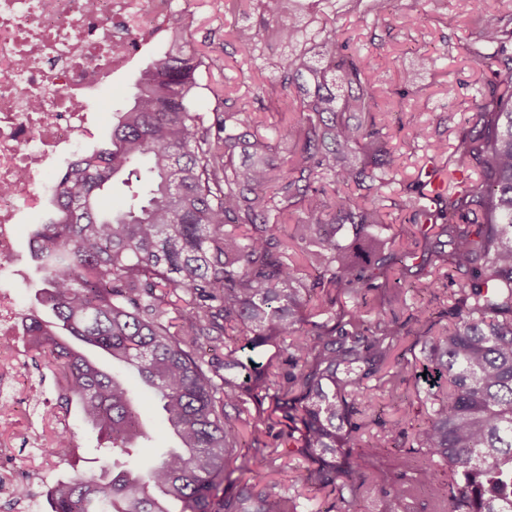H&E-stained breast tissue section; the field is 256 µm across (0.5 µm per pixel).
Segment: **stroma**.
<instances>
[{
	"instance_id": "obj_1",
	"label": "stroma",
	"mask_w": 512,
	"mask_h": 512,
	"mask_svg": "<svg viewBox=\"0 0 512 512\" xmlns=\"http://www.w3.org/2000/svg\"><path fill=\"white\" fill-rule=\"evenodd\" d=\"M225 0H186V8L194 15L190 42L201 54L213 59L212 79L224 85L229 105L245 106L255 112L261 123V135H270L282 121L292 120V112L282 109L280 93L271 85L270 69L257 65L238 49L232 35L238 15L227 11ZM425 15L422 26H410L397 4H390L381 19H361L348 13L338 26L349 38L352 49L371 52L380 78L376 99L377 116L385 121L389 146L398 158L399 179L410 181L429 167H442L444 160L433 148L439 141L454 143L458 130L477 111V89L490 74L474 62L463 48L479 33L477 19L492 13L512 19V0H474L468 13H458L453 0H422ZM434 58L435 63L418 69L419 57ZM416 71V83L404 87L402 75ZM135 76L107 78L98 97L92 102L104 126H112L117 111L125 107L134 91ZM26 379L17 385L16 395L27 401L28 410L38 430L52 436V425L44 406L30 403L32 391H43L45 397L57 400L52 379L46 378L42 366L31 356H24ZM414 379L406 377L396 398H386L369 425L372 438H381L389 427L405 412H415L419 403L414 395ZM65 423L74 436L72 448L58 461L62 471L92 475L98 470L96 440L80 415L66 414ZM30 433L4 431L0 442L7 454L0 457V473H9L18 483L33 481L34 465L29 455ZM296 442L280 444L278 460L270 476L271 482L288 490L301 505L300 512H326L334 500L330 490H317L304 484L302 477L307 463L296 451Z\"/></svg>"
}]
</instances>
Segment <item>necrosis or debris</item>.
I'll return each mask as SVG.
<instances>
[{"instance_id":"obj_1","label":"necrosis or debris","mask_w":512,"mask_h":512,"mask_svg":"<svg viewBox=\"0 0 512 512\" xmlns=\"http://www.w3.org/2000/svg\"><path fill=\"white\" fill-rule=\"evenodd\" d=\"M179 17L176 0H0V372L28 346L11 286L23 212L38 181L97 139L105 74L127 71Z\"/></svg>"}]
</instances>
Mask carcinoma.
<instances>
[{
	"label": "carcinoma",
	"mask_w": 512,
	"mask_h": 512,
	"mask_svg": "<svg viewBox=\"0 0 512 512\" xmlns=\"http://www.w3.org/2000/svg\"><path fill=\"white\" fill-rule=\"evenodd\" d=\"M287 2L225 7L251 20L233 30L249 59L263 57L265 33L301 47L271 79L285 96L297 89L292 122L266 140L254 112L203 82L214 62L191 48L185 14L136 82L111 147L69 165L31 228L43 288L28 343L60 409L79 408L108 443L98 476L45 492L50 512H171L173 502L180 512H297L266 480L261 451L249 479L223 488L241 448L267 447L266 400L307 448L304 481L338 493L342 512H363L355 475L388 448L401 453L380 488L385 512H410L419 488L432 512H512V28L487 15L483 47L464 46L496 83L477 89L476 121L453 145L429 212L421 179L393 198L355 193L395 183L373 58L340 39L335 0H317L308 23L285 15ZM345 7L378 17L383 0ZM399 8L423 22L420 0ZM203 97L212 109H196ZM126 171L136 189L101 210L100 192ZM391 208L426 217L422 263L457 286L448 308L416 309L422 332L384 316L418 276L385 235ZM410 335L421 360L397 353ZM406 368L426 418L405 413L374 442L365 418ZM127 372L177 440L153 460L138 454L150 435Z\"/></svg>",
	"instance_id": "obj_1"
}]
</instances>
